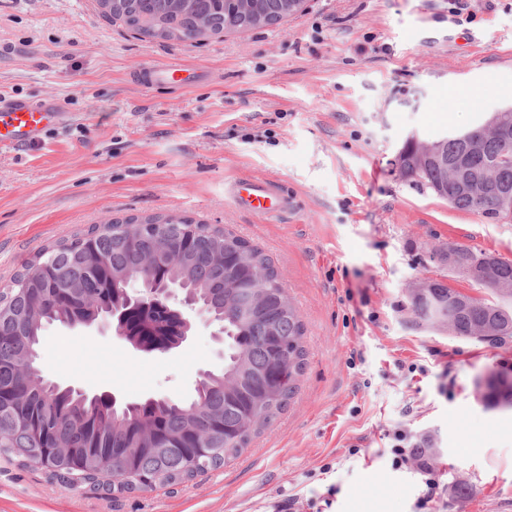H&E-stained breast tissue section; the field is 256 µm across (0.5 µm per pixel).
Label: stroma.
<instances>
[{
  "label": "stroma",
  "instance_id": "stroma-1",
  "mask_svg": "<svg viewBox=\"0 0 512 512\" xmlns=\"http://www.w3.org/2000/svg\"><path fill=\"white\" fill-rule=\"evenodd\" d=\"M413 25L426 45H403ZM172 63L198 83L141 84L143 67ZM2 97L55 101L68 118L40 145H0V288L103 220L187 216L270 258L305 325L307 364L287 408L219 469L106 494L0 459V512H271L289 498L302 512H414L422 478L393 470L389 453L403 425L440 452L426 512H512V410L475 394L479 376L512 375V341L417 325L407 298L421 278L472 292L436 253L455 243L512 260V221L452 208L395 165L409 134L431 142L512 103V0H308L280 23L197 42L133 35L97 0H0ZM239 176L282 185L295 209L236 208L224 186ZM211 333L196 323L152 357L108 329L52 325L39 367L122 402L188 399L224 365ZM458 477L475 491L454 501Z\"/></svg>",
  "mask_w": 512,
  "mask_h": 512
}]
</instances>
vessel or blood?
<instances>
[{
  "label": "vessel or blood",
  "instance_id": "b4317fda",
  "mask_svg": "<svg viewBox=\"0 0 512 512\" xmlns=\"http://www.w3.org/2000/svg\"><path fill=\"white\" fill-rule=\"evenodd\" d=\"M163 82L171 86H186L187 78L177 65L154 66L147 71V85ZM65 118L60 106L34 104L21 99H0V144L26 146L40 143L51 127ZM226 197L237 207L265 216L276 217L292 203L280 185L258 178H238L227 183Z\"/></svg>",
  "mask_w": 512,
  "mask_h": 512
}]
</instances>
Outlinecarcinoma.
I'll return each mask as SVG.
<instances>
[{
	"label": "carcinoma",
	"mask_w": 512,
	"mask_h": 512,
	"mask_svg": "<svg viewBox=\"0 0 512 512\" xmlns=\"http://www.w3.org/2000/svg\"><path fill=\"white\" fill-rule=\"evenodd\" d=\"M102 14L128 30L162 40L195 41L224 32L247 31L264 22L257 0H98ZM474 130L436 141L442 158L467 151ZM501 138L490 137L480 153L466 159L468 173H490L487 196L458 192L448 166L415 160L416 144L406 140L398 164L403 178L432 190L448 204L499 220L500 196L512 202V160H499ZM196 224L197 234L173 244L178 265L155 252L156 238L169 224ZM448 269L486 271L489 295L454 292L438 280L408 289L416 321L465 338L474 328L490 345L512 337V260L459 244ZM129 281L176 288L203 307L224 328V368L201 377L196 396L135 402L112 407L84 398L44 378L38 368L46 326L87 327L112 313L114 285ZM123 321L128 335L148 347L171 350L190 329L177 308L163 303L130 307ZM304 325L269 258L233 232L188 217H130L105 220L26 262L13 284L0 292V457L39 465L51 455L52 475L106 493L183 483L237 457L259 429L280 414L294 396L305 368ZM487 410H512V376L489 374L476 382ZM153 426L145 435L139 422ZM208 449L199 455L198 449Z\"/></svg>",
	"instance_id": "carcinoma-1"
}]
</instances>
